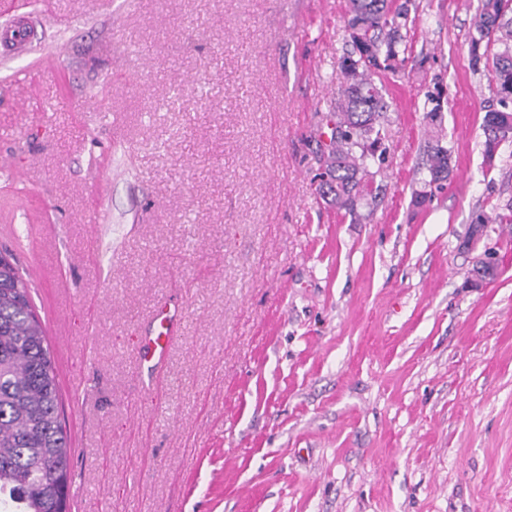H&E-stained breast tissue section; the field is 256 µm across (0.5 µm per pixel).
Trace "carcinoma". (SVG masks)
<instances>
[{"label":"carcinoma","mask_w":512,"mask_h":512,"mask_svg":"<svg viewBox=\"0 0 512 512\" xmlns=\"http://www.w3.org/2000/svg\"><path fill=\"white\" fill-rule=\"evenodd\" d=\"M410 6L411 0L396 6L393 0H348L350 50L339 61L335 127L317 193L352 216L368 194L371 165L385 154L383 79L404 70L402 29ZM469 53L472 68L491 70L495 83L498 108L482 123L483 161L490 165L502 145L512 144V0H480ZM427 157L425 186L451 178L452 154L440 139L429 143ZM503 220L512 217L477 214L463 246ZM497 269L487 251L473 272L486 281ZM61 403L59 371L29 283L13 256L0 253V512H69L72 448ZM48 462L55 467L51 479L44 473Z\"/></svg>","instance_id":"1"}]
</instances>
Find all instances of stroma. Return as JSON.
<instances>
[{
  "instance_id": "stroma-1",
  "label": "stroma",
  "mask_w": 512,
  "mask_h": 512,
  "mask_svg": "<svg viewBox=\"0 0 512 512\" xmlns=\"http://www.w3.org/2000/svg\"><path fill=\"white\" fill-rule=\"evenodd\" d=\"M414 4L354 216L315 191L347 0H36L32 48L0 45V252L42 280L78 512H512V223L460 247L512 145L484 171L478 0ZM427 172L428 179H425V188L430 191H418L415 193L414 201L418 205L425 204L431 197L433 184L439 180H450L453 174L452 154L447 146L442 145L439 138L430 142L427 149ZM155 321L157 330L149 336H144L139 348L141 361L148 367L159 365L165 359L170 344L175 340L173 316L166 307H159L156 310Z\"/></svg>"
}]
</instances>
